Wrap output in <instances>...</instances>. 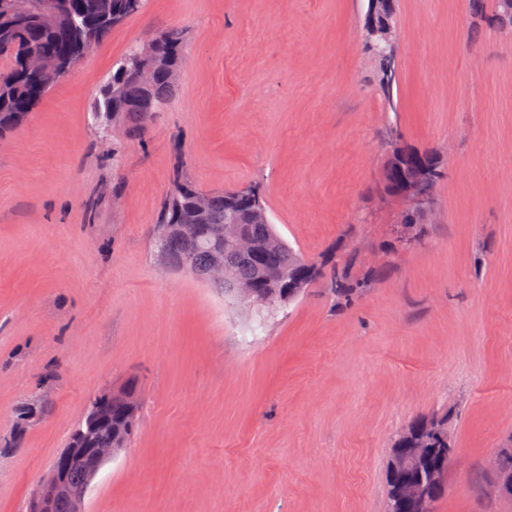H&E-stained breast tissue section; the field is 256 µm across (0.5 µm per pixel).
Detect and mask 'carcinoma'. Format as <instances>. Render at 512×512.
Masks as SVG:
<instances>
[{
  "mask_svg": "<svg viewBox=\"0 0 512 512\" xmlns=\"http://www.w3.org/2000/svg\"><path fill=\"white\" fill-rule=\"evenodd\" d=\"M16 0H0V134L26 123L39 100L60 83L54 69L42 72L35 78L13 77L22 59L31 52L41 54L53 62L58 58L76 53L79 49H92L111 32L114 25L99 21L101 13L119 10L122 0H58L67 13L73 12L89 26L80 37L68 25H58L51 30L43 29L35 16H30L22 27L15 26L14 4ZM147 44L169 59L159 64L151 75V85L143 87L136 77L139 53L145 46L135 44L119 60L121 69L114 70L100 86L92 109L99 124L106 125L112 114V82L121 80L124 92L122 133L127 136L141 133L173 98L177 84L170 71L182 67L186 49V32L179 26H167L152 32ZM377 60V83L380 92L390 97L395 82V51L381 52L373 49ZM205 198L209 201L207 224L224 227V270L233 283L254 288L249 304L268 316L280 308L297 301L317 274V268L309 260L295 252L276 231L268 216L266 201L256 186L219 192H202L188 183H177L166 193L160 208L159 224H192L195 222L193 204ZM238 238H247L253 248L235 246ZM167 263L173 269L187 270L216 288L229 293L224 282L211 278L212 248L210 245L189 243L178 236L172 238ZM439 438L428 443L430 448L448 447V419H420L408 428V435L398 448H406L417 434ZM70 487L79 496L87 486L84 462L76 458L69 472ZM386 498L388 512H407L398 501V481L386 473Z\"/></svg>",
  "mask_w": 512,
  "mask_h": 512,
  "instance_id": "1",
  "label": "carcinoma"
}]
</instances>
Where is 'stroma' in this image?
<instances>
[{
    "mask_svg": "<svg viewBox=\"0 0 512 512\" xmlns=\"http://www.w3.org/2000/svg\"><path fill=\"white\" fill-rule=\"evenodd\" d=\"M367 0H146L0 138V512H27L88 401H139L83 512H386L391 449L448 420L434 512H512V29L471 0H395L385 101ZM188 32L178 91L101 148L93 96L134 40ZM434 152L413 236L392 146ZM259 184L322 274L274 318L160 265L175 178ZM361 286L339 303L332 277ZM366 39L369 41L372 47L373 39L369 38L366 33ZM374 55L377 60V83L380 92L390 100V94L393 90V84L395 82V50H388L387 52H381L378 49L372 47Z\"/></svg>",
    "mask_w": 512,
    "mask_h": 512,
    "instance_id": "35a3bbf8",
    "label": "stroma"
}]
</instances>
